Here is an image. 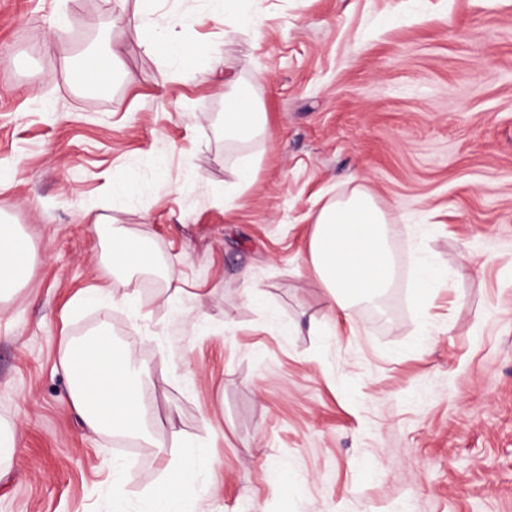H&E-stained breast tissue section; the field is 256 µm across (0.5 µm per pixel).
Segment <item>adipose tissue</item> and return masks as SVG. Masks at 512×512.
<instances>
[{
    "mask_svg": "<svg viewBox=\"0 0 512 512\" xmlns=\"http://www.w3.org/2000/svg\"><path fill=\"white\" fill-rule=\"evenodd\" d=\"M134 31L146 52L162 55L178 68L192 70L195 47L176 37L161 36L147 10L134 16ZM263 113L238 96L224 113L227 139L242 141L262 132ZM28 246L13 224H0V301L8 300L28 271ZM305 263L327 295L329 320L316 325L319 335H335L339 324L353 323L352 304L376 303L392 287L396 275L389 246V217L374 196L362 188L345 199L323 205L309 226Z\"/></svg>",
    "mask_w": 512,
    "mask_h": 512,
    "instance_id": "1",
    "label": "adipose tissue"
}]
</instances>
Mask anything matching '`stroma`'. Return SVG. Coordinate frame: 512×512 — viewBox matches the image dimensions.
Returning a JSON list of instances; mask_svg holds the SVG:
<instances>
[{"label":"stroma","instance_id":"stroma-1","mask_svg":"<svg viewBox=\"0 0 512 512\" xmlns=\"http://www.w3.org/2000/svg\"><path fill=\"white\" fill-rule=\"evenodd\" d=\"M137 8L0 0V219L31 253L0 302V425L21 448L0 512H95L121 456L128 497L162 480L156 449L71 404L66 342L100 330L143 367L159 433L207 443L196 512H512V0H238L244 32L206 0H156L158 32L201 49L194 73L145 52ZM104 40L113 78L84 92L73 64ZM228 72L266 114L238 145ZM358 186L398 277L356 332L317 336L300 251ZM108 225L154 268H113ZM416 255L448 276L426 317Z\"/></svg>","mask_w":512,"mask_h":512}]
</instances>
